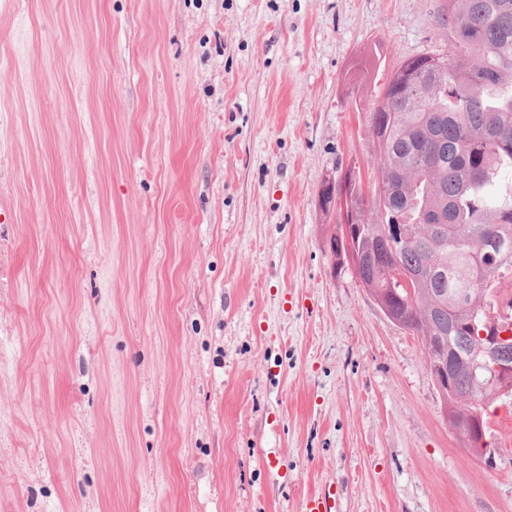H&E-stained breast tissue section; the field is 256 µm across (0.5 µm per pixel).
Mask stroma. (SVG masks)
Wrapping results in <instances>:
<instances>
[{
	"instance_id": "35a3bbf8",
	"label": "stroma",
	"mask_w": 512,
	"mask_h": 512,
	"mask_svg": "<svg viewBox=\"0 0 512 512\" xmlns=\"http://www.w3.org/2000/svg\"><path fill=\"white\" fill-rule=\"evenodd\" d=\"M444 0H0V512H512L329 249ZM330 190L332 199V212H336V221L345 224L347 215L350 214L356 206L353 195L344 189L341 184H336V179L331 177L330 182L326 186ZM330 207V208H331Z\"/></svg>"
}]
</instances>
